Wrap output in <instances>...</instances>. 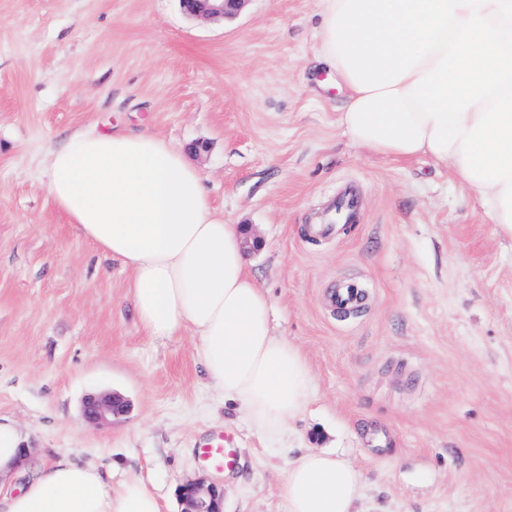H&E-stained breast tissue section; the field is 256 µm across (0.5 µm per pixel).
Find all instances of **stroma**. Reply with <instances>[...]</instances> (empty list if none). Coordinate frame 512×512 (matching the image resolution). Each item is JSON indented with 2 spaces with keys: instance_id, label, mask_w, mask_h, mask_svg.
Wrapping results in <instances>:
<instances>
[{
  "instance_id": "obj_1",
  "label": "stroma",
  "mask_w": 512,
  "mask_h": 512,
  "mask_svg": "<svg viewBox=\"0 0 512 512\" xmlns=\"http://www.w3.org/2000/svg\"><path fill=\"white\" fill-rule=\"evenodd\" d=\"M319 0H248L236 18L179 0H0V415L26 460L61 457L137 479L162 512L204 480L224 512H283L289 461L330 451L357 471L358 512H512V236L450 167L352 143L345 96L314 69ZM148 130L183 146L213 205L257 248L251 272L276 334L314 376L291 431L261 436L226 407L190 333L140 327L129 274L69 223L38 172L72 132ZM356 222L320 232L344 188ZM363 288L361 313L324 297ZM127 408L85 419L84 398ZM234 433L217 472L201 436Z\"/></svg>"
}]
</instances>
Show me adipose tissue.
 Wrapping results in <instances>:
<instances>
[{
    "instance_id": "adipose-tissue-1",
    "label": "adipose tissue",
    "mask_w": 512,
    "mask_h": 512,
    "mask_svg": "<svg viewBox=\"0 0 512 512\" xmlns=\"http://www.w3.org/2000/svg\"><path fill=\"white\" fill-rule=\"evenodd\" d=\"M318 62L347 91L339 122L369 154L452 167L512 236V0H320ZM51 197L80 233L120 259L141 328L188 331L212 385L275 438L307 406L314 378L273 331L237 225L213 206L182 147L148 131L74 132L48 153ZM107 466L61 458L0 512H162ZM357 472L327 451L288 467L284 512H352Z\"/></svg>"
}]
</instances>
